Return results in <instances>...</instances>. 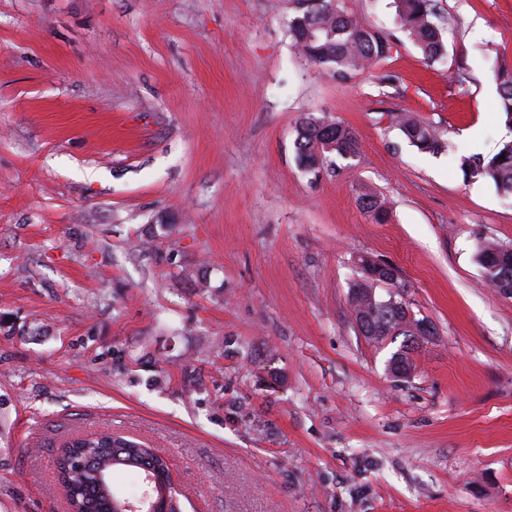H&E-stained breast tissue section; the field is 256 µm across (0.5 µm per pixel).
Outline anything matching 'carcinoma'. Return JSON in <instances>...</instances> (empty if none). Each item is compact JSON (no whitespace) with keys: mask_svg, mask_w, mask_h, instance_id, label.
I'll list each match as a JSON object with an SVG mask.
<instances>
[{"mask_svg":"<svg viewBox=\"0 0 512 512\" xmlns=\"http://www.w3.org/2000/svg\"><path fill=\"white\" fill-rule=\"evenodd\" d=\"M294 17L288 22V32L294 45L312 64L329 70L336 81L343 82L357 72L390 56L393 44L387 34L371 27L342 9L338 0H292ZM400 27L422 51L425 59L435 62L446 53L442 28L433 0H392ZM500 109L506 122L512 125V70H493ZM393 121L408 143L421 152L438 154L447 143L438 129L411 114L396 113ZM360 148L355 132L340 121L306 115L296 130L294 149L299 166L306 172H318L333 158H351ZM464 181L489 180L496 189L512 196V140L500 143L490 157L472 155L463 159ZM361 208L382 220L388 214L385 200L367 192L360 196ZM476 258L485 280L498 291L512 287V248L494 242H481ZM373 260L357 258L362 271L360 280L352 284L351 304L359 307L365 319L367 335L375 340L390 336L404 337L398 351L409 354L415 348L414 333L401 329V319L408 312L401 299L397 310L388 299L375 293L367 272ZM125 467L138 478V494L150 490L157 497L162 490H172L167 461L154 449L116 436L110 432L95 433L73 440L61 448L58 480L69 499L72 512H119L122 497L112 486V470Z\"/></svg>","mask_w":512,"mask_h":512,"instance_id":"1","label":"carcinoma"}]
</instances>
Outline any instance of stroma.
I'll return each mask as SVG.
<instances>
[{
    "label": "stroma",
    "instance_id": "obj_1",
    "mask_svg": "<svg viewBox=\"0 0 512 512\" xmlns=\"http://www.w3.org/2000/svg\"><path fill=\"white\" fill-rule=\"evenodd\" d=\"M435 3L428 64L391 0H340L394 48L339 83L290 0H0V512H65L59 448L104 430L179 512H512V295L475 261L512 198L459 169L512 139V0ZM308 113L358 155L302 172ZM360 255L435 328L411 378L356 327ZM493 79L497 84L500 109L505 114L506 122L512 125V70L505 67H498L493 70ZM392 119L408 143L419 151L438 154L449 148L438 129L430 123L408 113L393 114Z\"/></svg>",
    "mask_w": 512,
    "mask_h": 512
}]
</instances>
